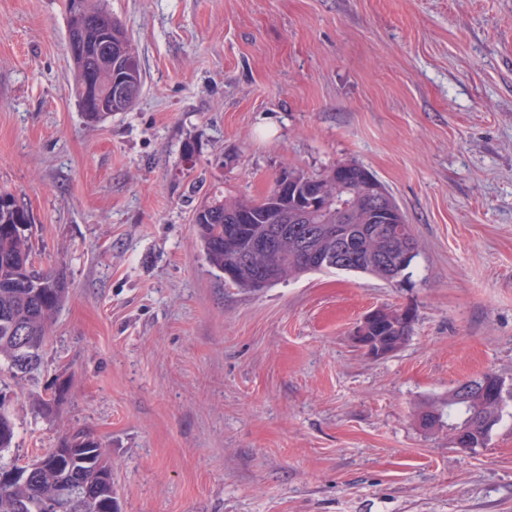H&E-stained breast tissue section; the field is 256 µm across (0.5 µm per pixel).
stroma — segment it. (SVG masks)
I'll return each instance as SVG.
<instances>
[{"instance_id": "obj_1", "label": "stroma", "mask_w": 512, "mask_h": 512, "mask_svg": "<svg viewBox=\"0 0 512 512\" xmlns=\"http://www.w3.org/2000/svg\"><path fill=\"white\" fill-rule=\"evenodd\" d=\"M104 5L144 86L92 126L65 0H0V189L70 288L38 369L0 362L8 459L89 429L120 512H512V399L472 452L417 421L485 371L512 389V0ZM346 162L413 225L407 279L225 285L193 222L210 186ZM379 306L416 320L377 360L351 333Z\"/></svg>"}]
</instances>
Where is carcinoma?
I'll return each mask as SVG.
<instances>
[{"mask_svg":"<svg viewBox=\"0 0 512 512\" xmlns=\"http://www.w3.org/2000/svg\"><path fill=\"white\" fill-rule=\"evenodd\" d=\"M67 32L95 42L104 32L112 38V54L102 53L91 61L73 58L75 97L87 123L98 124L109 113L100 105L109 101L111 80L143 86L139 61L133 52L124 24L98 0H74L67 9ZM293 180L276 190L281 176L264 195L228 200L224 190L205 194L195 209L193 223L206 259L212 269L232 275L225 282L243 290L267 288L292 276L311 271L336 270L375 275L390 282L406 278L410 265L397 268L394 258L404 249L419 250L420 244L406 217L401 223L376 224L362 217L360 185L375 174L356 162L340 163L317 175L282 169ZM319 181L324 196L310 213L311 224H340L345 243L355 259L337 258L311 264L303 259L301 243L292 220L306 206V190ZM31 217L15 195L0 191V359L20 373H29L40 364L51 326L70 292L64 273L38 269L30 235ZM413 325L402 322L398 309H389L386 318L371 327L373 336H390L407 342ZM32 342L22 356V340ZM499 390L491 398L472 392L465 399L448 400V419L465 424V436L475 448L487 445L492 428L502 419L505 396ZM15 437V422L0 411V512H51L57 504L61 512H109L107 500L93 491L98 476L95 463L110 460L109 451L90 431H77L61 438L66 455L53 450L39 456L41 465L13 476L17 464L4 461ZM70 498L62 501V491Z\"/></svg>","mask_w":512,"mask_h":512,"instance_id":"1","label":"carcinoma"}]
</instances>
